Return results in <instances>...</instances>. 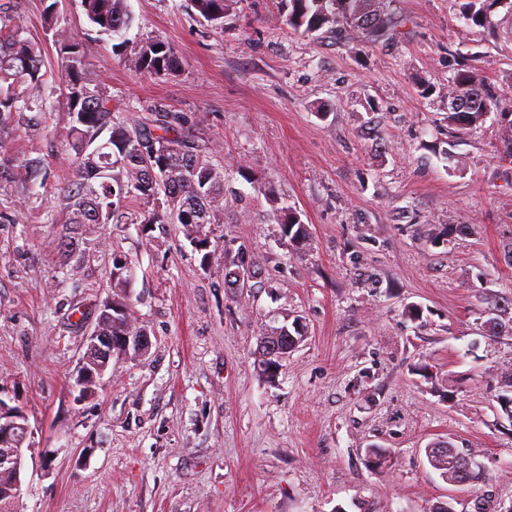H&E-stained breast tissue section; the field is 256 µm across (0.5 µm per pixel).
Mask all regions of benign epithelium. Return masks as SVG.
Listing matches in <instances>:
<instances>
[{
  "label": "benign epithelium",
  "mask_w": 512,
  "mask_h": 512,
  "mask_svg": "<svg viewBox=\"0 0 512 512\" xmlns=\"http://www.w3.org/2000/svg\"><path fill=\"white\" fill-rule=\"evenodd\" d=\"M86 354L82 357L78 375L75 379V388L79 390V396L84 398L89 394L86 386L99 383L114 356V352L127 356L131 350H142L150 342V337L141 336L136 332H130L125 336L113 337L104 335V331L96 326L87 334ZM27 415L9 406L0 399V437H8L18 427L24 431H30V424L24 422ZM24 449L0 448V469L12 476L11 483L7 486L4 495L16 494L22 488Z\"/></svg>",
  "instance_id": "7a95c632"
}]
</instances>
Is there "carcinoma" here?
<instances>
[{
  "mask_svg": "<svg viewBox=\"0 0 512 512\" xmlns=\"http://www.w3.org/2000/svg\"><path fill=\"white\" fill-rule=\"evenodd\" d=\"M229 0H191L207 22L222 26ZM281 22L296 33L313 35L322 29L340 37L356 35L368 43L393 40L404 21L390 17L381 0H282ZM88 22L107 36L120 35L133 21L127 0H80ZM456 19L478 27L497 40L512 43V0H459ZM46 29L56 48L60 96L71 117L70 147L74 152L72 176L60 187L67 210V232L55 239V249L67 260L81 259L88 224H180L191 237L206 224L224 223V169L212 164L211 147L193 134L188 119L162 107L139 122L122 115L112 105L107 88L91 72L84 44L58 24L52 7L46 8ZM124 63L154 79H167L182 71L183 61L169 43L147 36L119 43ZM45 60L40 46L21 36L10 19L0 16V116L18 111L38 100L44 89ZM448 98L460 101L461 110L448 111V125L462 134L485 124L491 113L504 120L501 139L506 158L512 159V109L502 95L491 91L482 73L473 67L456 69L448 83ZM112 145L94 149L93 139ZM168 145L164 154L153 149ZM281 233L293 241L308 237L301 213L280 205L274 192L267 194ZM149 209L140 213L135 206ZM112 318L96 316V324L112 336H123L129 327L148 335L138 322L128 298L131 271L112 269ZM504 306L494 301L485 307L491 315V337L512 336V319L502 320ZM427 460L449 482L480 478L481 463L470 450L452 444L430 448Z\"/></svg>",
  "mask_w": 512,
  "mask_h": 512,
  "instance_id": "1",
  "label": "carcinoma"
}]
</instances>
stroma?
<instances>
[{
	"label": "stroma",
	"instance_id": "obj_1",
	"mask_svg": "<svg viewBox=\"0 0 512 512\" xmlns=\"http://www.w3.org/2000/svg\"><path fill=\"white\" fill-rule=\"evenodd\" d=\"M49 5L114 105L136 120L163 106L217 145L224 221L200 230L209 258L178 224L91 226L71 268L54 250L73 157ZM128 7V41H168L179 76L131 72L80 0H0L50 72L0 122V398L32 429L17 512H471L487 493L512 512V422L496 399L512 337L490 339L483 314L512 298V161L496 118L465 135L446 120L457 64L502 90L512 46L464 27L452 0H384L406 25L376 44L296 33L277 23L279 0H234L220 29L188 0ZM270 189L301 212L303 245L281 238ZM241 251L258 274L236 291L224 270ZM117 259L152 346L112 358L82 400L75 377ZM297 318L305 340L266 378L261 336ZM438 441L476 451L483 479L443 480L425 453ZM371 444L389 454L383 471L365 464Z\"/></svg>",
	"mask_w": 512,
	"mask_h": 512
}]
</instances>
